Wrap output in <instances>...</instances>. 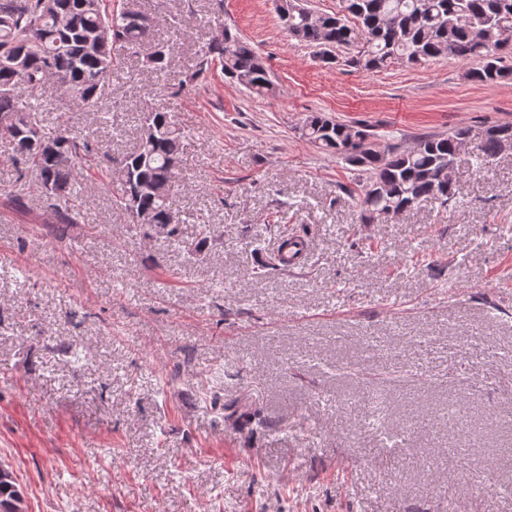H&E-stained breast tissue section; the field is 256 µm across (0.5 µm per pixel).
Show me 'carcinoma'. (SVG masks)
<instances>
[{
    "label": "carcinoma",
    "instance_id": "1",
    "mask_svg": "<svg viewBox=\"0 0 512 512\" xmlns=\"http://www.w3.org/2000/svg\"><path fill=\"white\" fill-rule=\"evenodd\" d=\"M279 19L295 40L319 50L326 63L342 50L348 66L375 72L393 64L414 66L448 56L473 61L466 73L476 83L512 78V0H342L337 13H318L309 0H279ZM154 19L129 5L109 8L107 0H0V134L15 159L28 164L41 191H74L90 141L69 132L44 131L39 108L31 102L49 78H61L65 98L98 111L112 83L116 52L141 47ZM171 46L157 43L146 57L150 69L167 75ZM217 60L224 76L249 92L264 95L273 82L264 57L224 27L221 38L202 50L199 68L179 81L177 90L203 75ZM302 135L366 175L359 205L361 219L375 223L428 199L446 205L459 194L455 172L458 149L470 139L460 128L447 136L419 138L416 146L380 152L364 129L338 123L320 112L305 116ZM512 125L485 131L473 147L478 170L503 152ZM183 131L175 115L146 106L138 148L120 159L123 173L117 203L134 224H153L178 235L185 223L175 187L180 178ZM295 236L285 242L293 252L278 255L284 270L295 264ZM507 445L495 462L499 480L512 483V423ZM0 512H28L25 496L11 470L0 474Z\"/></svg>",
    "mask_w": 512,
    "mask_h": 512
}]
</instances>
